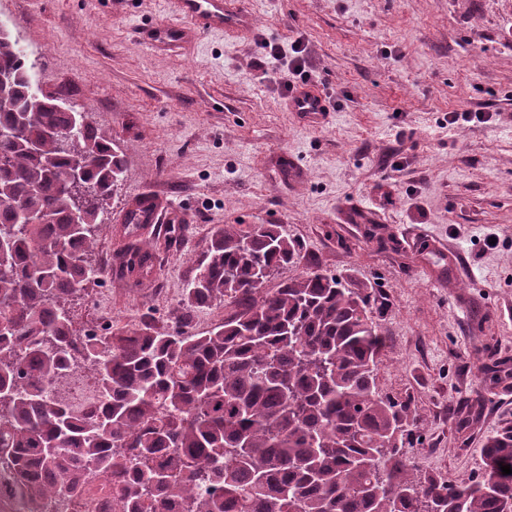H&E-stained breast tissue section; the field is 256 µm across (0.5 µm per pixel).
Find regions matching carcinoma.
<instances>
[{
	"mask_svg": "<svg viewBox=\"0 0 512 512\" xmlns=\"http://www.w3.org/2000/svg\"><path fill=\"white\" fill-rule=\"evenodd\" d=\"M0 98V473L17 502L95 472L121 512H512V427L473 483L415 477L409 409L376 387L371 293L317 268L265 287L306 260L279 224L214 230L186 309L224 305L215 331L78 335L70 304L104 273L91 256L126 160L86 114L71 138L69 92H38L1 29ZM116 258L138 285L152 244ZM80 364L99 392L83 413L52 394Z\"/></svg>",
	"mask_w": 512,
	"mask_h": 512,
	"instance_id": "carcinoma-1",
	"label": "carcinoma"
}]
</instances>
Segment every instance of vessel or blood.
Returning <instances> with one entry per match:
<instances>
[{
	"label": "vessel or blood",
	"instance_id": "obj_1",
	"mask_svg": "<svg viewBox=\"0 0 512 512\" xmlns=\"http://www.w3.org/2000/svg\"><path fill=\"white\" fill-rule=\"evenodd\" d=\"M174 16L173 21L141 28L140 40L157 49H183L212 31H221L228 36L247 32V24L238 9L236 0H168ZM289 111L299 113L309 125L320 126L330 111L327 97L315 86L302 85L288 98ZM141 209L142 219L154 224L166 220L172 224H185L188 213L179 207L171 208L167 215H160L158 199L149 192L135 200Z\"/></svg>",
	"mask_w": 512,
	"mask_h": 512
}]
</instances>
